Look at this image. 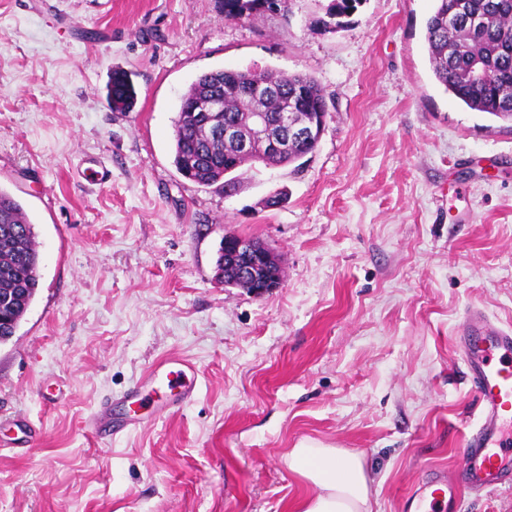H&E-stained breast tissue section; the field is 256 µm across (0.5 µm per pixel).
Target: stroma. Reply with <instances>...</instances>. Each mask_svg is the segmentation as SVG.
Masks as SVG:
<instances>
[{
    "mask_svg": "<svg viewBox=\"0 0 512 512\" xmlns=\"http://www.w3.org/2000/svg\"><path fill=\"white\" fill-rule=\"evenodd\" d=\"M330 0L229 20L220 0H0V188L28 213L40 287L0 344V512H294L304 441L363 453L374 512L460 478L479 421L465 312L512 326V123L459 104L425 40L434 0ZM321 85L301 165L235 190L175 168L204 72ZM281 287L217 275L227 235ZM176 355L193 396L126 393ZM363 0H331L326 9V16L328 20L323 19L322 24L325 27H336L344 17H348L360 6ZM343 16L336 20L337 16ZM343 23V21H342Z\"/></svg>",
    "mask_w": 512,
    "mask_h": 512,
    "instance_id": "stroma-1",
    "label": "stroma"
}]
</instances>
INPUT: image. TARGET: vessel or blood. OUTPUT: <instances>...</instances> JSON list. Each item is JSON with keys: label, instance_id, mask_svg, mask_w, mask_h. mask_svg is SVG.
Returning <instances> with one entry per match:
<instances>
[{"label": "vessel or blood", "instance_id": "b4317fda", "mask_svg": "<svg viewBox=\"0 0 512 512\" xmlns=\"http://www.w3.org/2000/svg\"><path fill=\"white\" fill-rule=\"evenodd\" d=\"M459 348L480 407V421L464 450L463 481L434 476L407 498L406 508L429 506L431 512H455L461 492L492 491L512 483V328L471 308L460 326ZM175 378L181 397L195 388V370L172 356L155 366L150 380Z\"/></svg>", "mask_w": 512, "mask_h": 512}]
</instances>
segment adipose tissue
<instances>
[{
  "mask_svg": "<svg viewBox=\"0 0 512 512\" xmlns=\"http://www.w3.org/2000/svg\"><path fill=\"white\" fill-rule=\"evenodd\" d=\"M286 463L309 488L297 512H372L373 477L360 452L303 444L289 451Z\"/></svg>",
  "mask_w": 512,
  "mask_h": 512,
  "instance_id": "1",
  "label": "adipose tissue"
}]
</instances>
